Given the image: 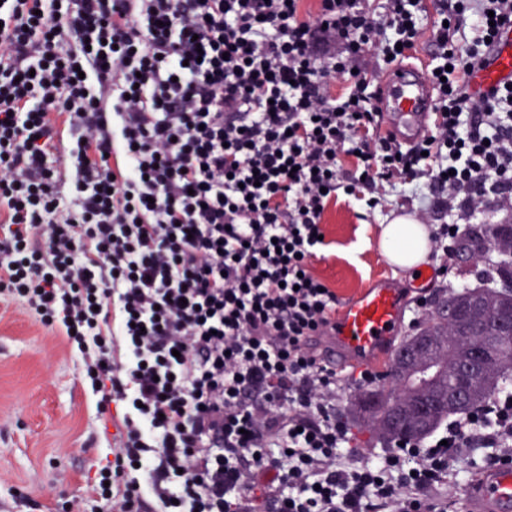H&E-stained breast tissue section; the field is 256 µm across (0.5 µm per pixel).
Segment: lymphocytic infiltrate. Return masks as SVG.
Returning <instances> with one entry per match:
<instances>
[{
	"label": "lymphocytic infiltrate",
	"mask_w": 512,
	"mask_h": 512,
	"mask_svg": "<svg viewBox=\"0 0 512 512\" xmlns=\"http://www.w3.org/2000/svg\"><path fill=\"white\" fill-rule=\"evenodd\" d=\"M317 2L0 0V289L116 409L95 512H436L461 449L512 463L510 391L352 448L317 347L336 293L310 270L325 204L377 206L383 180L425 186L444 263L512 206V84L470 87L512 0ZM426 20L436 99L406 147L377 78Z\"/></svg>",
	"instance_id": "obj_1"
}]
</instances>
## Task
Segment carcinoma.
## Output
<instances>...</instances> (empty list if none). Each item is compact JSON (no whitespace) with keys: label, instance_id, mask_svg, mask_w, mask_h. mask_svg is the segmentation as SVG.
Segmentation results:
<instances>
[{"label":"carcinoma","instance_id":"1","mask_svg":"<svg viewBox=\"0 0 512 512\" xmlns=\"http://www.w3.org/2000/svg\"><path fill=\"white\" fill-rule=\"evenodd\" d=\"M495 241L504 255L512 257V224H488L480 231L466 240L459 253L475 262L486 257L487 244ZM495 274L492 281H501L500 288H486L484 286L467 288L459 292L446 293L438 298L436 306L453 304L461 307L472 299L482 302L479 310L481 327L471 328L459 321H448L437 315L419 324L417 331L434 336L439 345L438 362L441 377L428 385L432 390H442L448 387V375L455 367L462 363L470 349L476 345L487 342V338L497 335L495 325L499 317L512 310V260H501L494 263ZM512 383V359L501 364L499 359L493 358L488 364L486 376L474 384L468 394V404L463 408H451L443 413L429 432L437 430L447 419L461 415L467 411L476 410L485 406L492 396L506 385ZM420 391L408 386V379L396 363V359L389 361L385 375V383L381 387L373 388L358 394L354 402L355 417L372 429L387 442L392 443L400 439H408L410 435L392 432L377 412L367 408L364 401L374 398L379 407L392 405H408Z\"/></svg>","mask_w":512,"mask_h":512}]
</instances>
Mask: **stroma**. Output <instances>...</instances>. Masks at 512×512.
Segmentation results:
<instances>
[{"mask_svg":"<svg viewBox=\"0 0 512 512\" xmlns=\"http://www.w3.org/2000/svg\"><path fill=\"white\" fill-rule=\"evenodd\" d=\"M403 188L387 189V208L372 209L338 195L321 216L326 245L312 273L345 303L380 282L400 288L406 301L482 281L481 267L452 260L447 279H423L391 265L378 246L396 217H419L421 200H403ZM365 240L360 251L353 244ZM79 356L58 332L42 325L18 298L0 295V512H44L55 502L65 512L82 495L97 464L113 445L102 427L98 394L82 381Z\"/></svg>","mask_w":512,"mask_h":512,"instance_id":"stroma-1","label":"stroma"}]
</instances>
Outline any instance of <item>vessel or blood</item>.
Returning a JSON list of instances; mask_svg holds the SVG:
<instances>
[{
  "mask_svg": "<svg viewBox=\"0 0 512 512\" xmlns=\"http://www.w3.org/2000/svg\"><path fill=\"white\" fill-rule=\"evenodd\" d=\"M510 78L512 43L503 40L495 44L489 64L475 72L472 88L483 91ZM433 105V86L415 66L395 69L375 100L382 119L402 142L424 134ZM403 328L404 303L398 289L387 285L363 289L344 304L329 328L325 356L332 363L347 357L377 364L380 357L395 352ZM467 498L471 512H512V465L485 470L470 484Z\"/></svg>",
  "mask_w": 512,
  "mask_h": 512,
  "instance_id": "b4317fda",
  "label": "vessel or blood"
}]
</instances>
